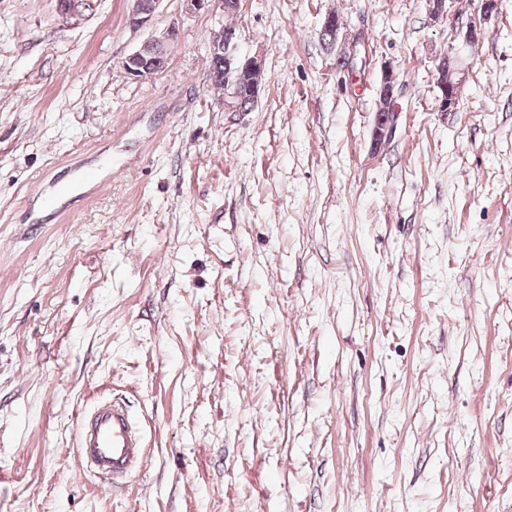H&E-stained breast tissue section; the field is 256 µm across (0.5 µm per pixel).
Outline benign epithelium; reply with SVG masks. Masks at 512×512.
Wrapping results in <instances>:
<instances>
[{
    "instance_id": "benign-epithelium-1",
    "label": "benign epithelium",
    "mask_w": 512,
    "mask_h": 512,
    "mask_svg": "<svg viewBox=\"0 0 512 512\" xmlns=\"http://www.w3.org/2000/svg\"><path fill=\"white\" fill-rule=\"evenodd\" d=\"M163 0H150L144 4L141 0H132V6L127 16V23L134 29L144 28L150 24L153 15ZM190 11L224 12L227 8L225 0H184ZM501 0H482L479 20H472L466 25L463 40L472 43L478 39L482 22L495 13ZM177 40V30L170 28L161 37H151L144 40L122 62L125 71L140 79L152 77L159 73L154 67L158 53L167 54ZM237 36L233 33L225 40L211 45L210 61L216 58L224 59V98L222 105L226 112H243V100L248 98L257 101L260 91L265 86L268 76L260 56L242 57L237 53ZM438 109L441 112L453 111L458 105L459 83L456 79L457 66L455 61L444 54L437 59ZM397 78L389 65L383 68L379 90V104L385 111L377 113L374 129V142L381 143L389 140L396 128L397 112H395V92Z\"/></svg>"
}]
</instances>
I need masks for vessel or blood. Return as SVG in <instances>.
Instances as JSON below:
<instances>
[{"mask_svg": "<svg viewBox=\"0 0 512 512\" xmlns=\"http://www.w3.org/2000/svg\"><path fill=\"white\" fill-rule=\"evenodd\" d=\"M76 447L87 468L115 479L139 468L145 457L142 433L125 405L112 400L79 414Z\"/></svg>", "mask_w": 512, "mask_h": 512, "instance_id": "1", "label": "vessel or blood"}]
</instances>
